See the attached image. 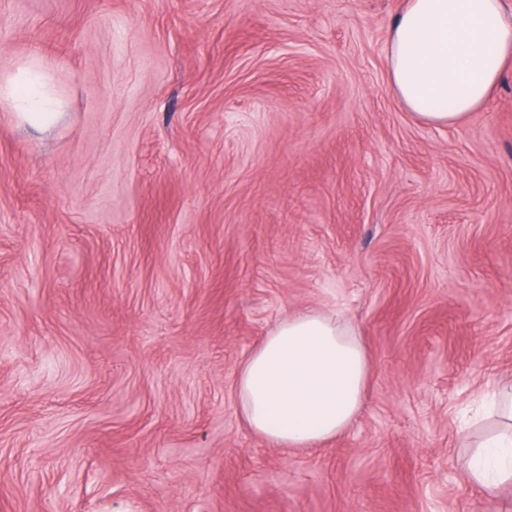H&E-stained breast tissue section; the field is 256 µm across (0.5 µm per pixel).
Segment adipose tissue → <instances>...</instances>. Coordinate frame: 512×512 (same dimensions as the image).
Returning a JSON list of instances; mask_svg holds the SVG:
<instances>
[{
  "label": "adipose tissue",
  "mask_w": 512,
  "mask_h": 512,
  "mask_svg": "<svg viewBox=\"0 0 512 512\" xmlns=\"http://www.w3.org/2000/svg\"><path fill=\"white\" fill-rule=\"evenodd\" d=\"M390 84L416 117L455 125L490 98L512 65V10L504 0H403L387 38ZM20 123L53 116V100L34 81L0 88ZM369 358L358 327L318 310L276 320L241 363L238 410L274 447L318 448L343 434L364 407ZM475 441L471 483L492 492L512 482V386L485 414Z\"/></svg>",
  "instance_id": "1"
}]
</instances>
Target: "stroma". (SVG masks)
I'll return each instance as SVG.
<instances>
[{"label":"stroma","instance_id":"obj_1","mask_svg":"<svg viewBox=\"0 0 512 512\" xmlns=\"http://www.w3.org/2000/svg\"><path fill=\"white\" fill-rule=\"evenodd\" d=\"M402 0H0V512H512L466 418L512 382V68L456 126L390 90ZM352 320L353 425L284 451L237 368ZM2 99L9 102L22 124L37 126L58 114L52 112L53 100L39 87L38 81L20 80L1 86Z\"/></svg>","mask_w":512,"mask_h":512}]
</instances>
